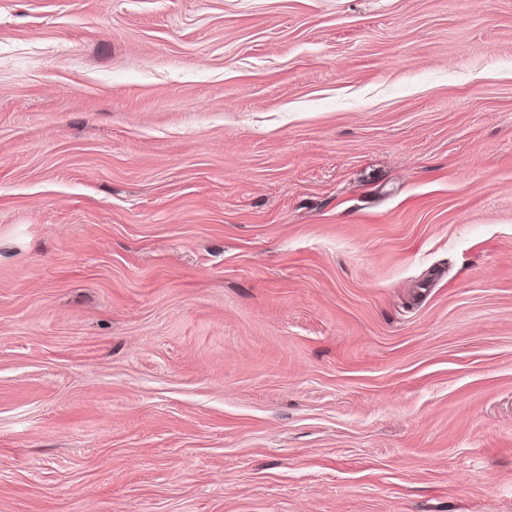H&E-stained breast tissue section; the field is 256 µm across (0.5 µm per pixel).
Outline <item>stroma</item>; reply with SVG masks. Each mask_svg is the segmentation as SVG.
<instances>
[{"mask_svg":"<svg viewBox=\"0 0 512 512\" xmlns=\"http://www.w3.org/2000/svg\"><path fill=\"white\" fill-rule=\"evenodd\" d=\"M0 512H512V0H0Z\"/></svg>","mask_w":512,"mask_h":512,"instance_id":"stroma-1","label":"stroma"}]
</instances>
